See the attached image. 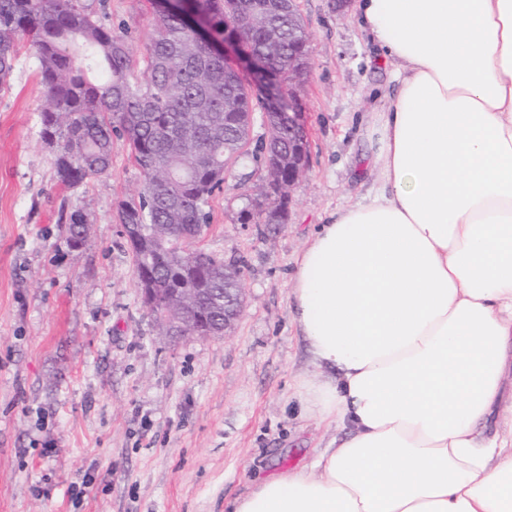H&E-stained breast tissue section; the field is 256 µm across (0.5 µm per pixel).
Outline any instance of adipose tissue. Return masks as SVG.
I'll list each match as a JSON object with an SVG mask.
<instances>
[{"label":"adipose tissue","mask_w":512,"mask_h":512,"mask_svg":"<svg viewBox=\"0 0 512 512\" xmlns=\"http://www.w3.org/2000/svg\"><path fill=\"white\" fill-rule=\"evenodd\" d=\"M400 63L381 182L296 261L306 413L344 435L234 512H512V0H356Z\"/></svg>","instance_id":"adipose-tissue-1"}]
</instances>
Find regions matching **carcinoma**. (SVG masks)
I'll use <instances>...</instances> for the list:
<instances>
[{
  "label": "carcinoma",
  "instance_id": "cac0c4a2",
  "mask_svg": "<svg viewBox=\"0 0 512 512\" xmlns=\"http://www.w3.org/2000/svg\"><path fill=\"white\" fill-rule=\"evenodd\" d=\"M153 22L137 61L128 35L103 24L82 0H0V91L11 87L17 45L28 39L44 87L40 137L53 150L57 182L74 187L112 167L123 140L143 181L115 204L117 223L137 226L130 241L138 288H155L156 335L185 323L221 335L224 289L241 288V268L191 247L210 224V200L229 166L246 154L254 114L268 128L253 157L264 175L250 187L268 200L266 224L288 221V125L267 86L253 89L185 22L207 20L214 39L237 35L250 53L283 77L298 69L308 34L296 3L285 0H149ZM143 65V78L134 77ZM74 249L91 242L92 225L65 217Z\"/></svg>",
  "mask_w": 512,
  "mask_h": 512
}]
</instances>
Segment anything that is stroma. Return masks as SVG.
<instances>
[{"mask_svg": "<svg viewBox=\"0 0 512 512\" xmlns=\"http://www.w3.org/2000/svg\"><path fill=\"white\" fill-rule=\"evenodd\" d=\"M143 56L147 0H84ZM354 0H298L310 68L297 95L309 172L284 224L243 223L261 166L236 163L197 247L239 262L245 288L221 337L158 336L134 276L117 199L142 175L123 141L108 174L58 184L41 141L44 88L20 42L0 95V512H231L259 479L310 468L336 427L303 415L312 376L292 321L295 262L311 231L377 185L378 114L398 66L353 17ZM92 226L67 243L62 212Z\"/></svg>", "mask_w": 512, "mask_h": 512, "instance_id": "35a3bbf8", "label": "stroma"}]
</instances>
